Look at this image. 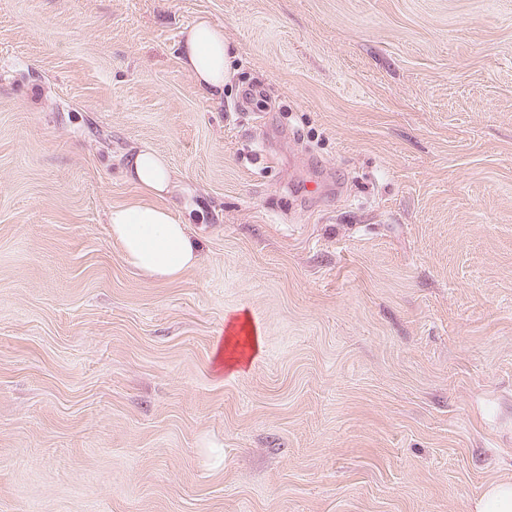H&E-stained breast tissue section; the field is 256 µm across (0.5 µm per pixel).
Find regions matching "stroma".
I'll list each match as a JSON object with an SVG mask.
<instances>
[{
  "mask_svg": "<svg viewBox=\"0 0 512 512\" xmlns=\"http://www.w3.org/2000/svg\"><path fill=\"white\" fill-rule=\"evenodd\" d=\"M203 16L218 102L178 58ZM135 145L206 215L172 281L107 222ZM501 480L512 0H0V512H470ZM184 70L201 92L212 98L224 97L232 56L224 41V29L206 17L184 30L179 43ZM239 326V331L244 332L247 336L244 337L243 340V347L247 348L249 350V355L247 358L244 356L242 357H235L233 355L234 348L237 346H240V340L237 339L239 332L236 330ZM227 336H225V342L223 343L222 347L220 348L219 354H218V361L221 363V365L224 366L226 369H232L235 368L237 364H241L243 362H249L251 357L257 352L259 349L260 344V334L257 329H255L249 322L248 317L245 315L243 318L240 316L234 317L231 322L228 325L227 328ZM233 339H236L235 347L232 351H228V348L230 344L232 343Z\"/></svg>",
  "mask_w": 512,
  "mask_h": 512,
  "instance_id": "35a3bbf8",
  "label": "stroma"
}]
</instances>
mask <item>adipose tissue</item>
<instances>
[{
    "label": "adipose tissue",
    "instance_id": "adipose-tissue-1",
    "mask_svg": "<svg viewBox=\"0 0 512 512\" xmlns=\"http://www.w3.org/2000/svg\"><path fill=\"white\" fill-rule=\"evenodd\" d=\"M179 57L201 92L213 98L223 96L232 58L222 27L208 18H199L184 30ZM123 176L141 192L142 198L109 210L107 220L114 241L120 245L125 260L149 277L177 278L198 261L189 226L201 215L199 204L187 193L177 208L166 206L175 176L167 160L150 148L129 150Z\"/></svg>",
    "mask_w": 512,
    "mask_h": 512
}]
</instances>
